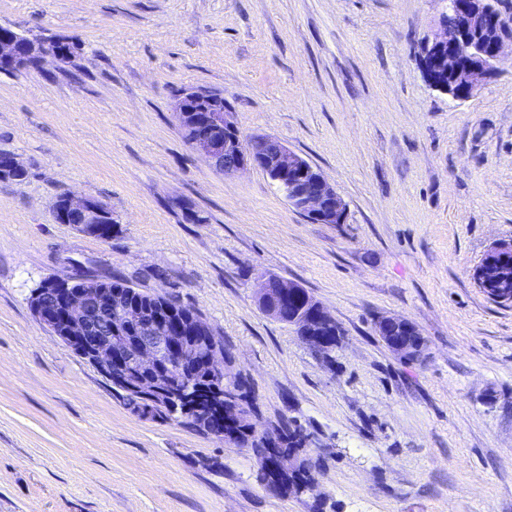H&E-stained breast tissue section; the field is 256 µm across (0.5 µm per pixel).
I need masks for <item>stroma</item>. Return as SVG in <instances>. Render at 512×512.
Instances as JSON below:
<instances>
[{
	"mask_svg": "<svg viewBox=\"0 0 512 512\" xmlns=\"http://www.w3.org/2000/svg\"><path fill=\"white\" fill-rule=\"evenodd\" d=\"M442 0H0V23L80 45L0 72V512H512V304L472 273L512 239V55L456 102L418 51ZM222 92L244 136L276 137L347 205L313 224L259 169H211L171 112ZM76 194L103 241L54 218ZM300 284L344 336L330 357L262 312L260 277ZM119 276L198 309L264 429L301 424L315 494L280 497L246 448L132 412L32 313L48 277ZM382 315L428 350L393 356Z\"/></svg>",
	"mask_w": 512,
	"mask_h": 512,
	"instance_id": "stroma-1",
	"label": "stroma"
}]
</instances>
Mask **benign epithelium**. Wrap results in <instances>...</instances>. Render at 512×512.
<instances>
[{
    "mask_svg": "<svg viewBox=\"0 0 512 512\" xmlns=\"http://www.w3.org/2000/svg\"><path fill=\"white\" fill-rule=\"evenodd\" d=\"M445 10L438 31L421 46L420 60L425 78L434 89L454 100H467L498 73L506 43L512 44V16L496 6V0H443ZM23 36L3 30L0 25V64L22 60ZM38 59L62 63L68 56L67 42L41 43L30 39ZM223 96L196 86L176 95L173 112L178 123L190 126V147L202 154L216 172L232 176L251 167L261 169L278 188L288 204L316 224H344L347 206L320 169L270 136L243 137L233 110L221 102ZM108 209L102 204L72 194L63 198L59 214L78 231L106 240L112 236ZM512 254V241L493 246L474 270L475 280L484 277L497 259ZM120 289L83 288L45 279L30 298L34 316L56 335L65 347L93 365L116 386L134 395L149 412L158 405L183 404L192 420L205 423L212 417L224 423V440L235 441L246 409L236 396L234 378L228 371L224 347L187 318L168 311H142L127 305ZM259 307L279 322L294 327L299 338L316 350L333 348L330 338L319 329L334 318L300 285L270 276L259 284ZM137 325L138 339L130 345L116 333L121 323ZM412 323L403 317L383 316L376 332L388 350L405 361L423 357L426 345L412 340ZM187 365L210 379H224V402L217 403L206 388L198 386L190 396L192 383L184 378ZM269 485L279 494L281 480L300 464L294 452L278 448L277 436L267 439Z\"/></svg>",
    "mask_w": 512,
    "mask_h": 512,
    "instance_id": "1",
    "label": "benign epithelium"
}]
</instances>
